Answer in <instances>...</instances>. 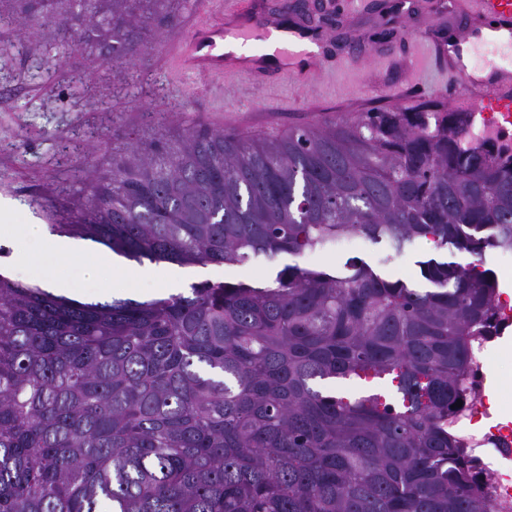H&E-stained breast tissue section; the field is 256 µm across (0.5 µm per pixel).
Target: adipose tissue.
Segmentation results:
<instances>
[{
    "instance_id": "ef3b65f1",
    "label": "adipose tissue",
    "mask_w": 512,
    "mask_h": 512,
    "mask_svg": "<svg viewBox=\"0 0 512 512\" xmlns=\"http://www.w3.org/2000/svg\"><path fill=\"white\" fill-rule=\"evenodd\" d=\"M14 213L11 205L0 206V219L8 222L6 240L12 249L16 272L23 274L33 267H42V282L52 290L68 293L72 284L63 271L75 267L85 281L97 288L99 295H112L111 275L126 271L119 257L90 254L83 241L50 235L42 224L12 223Z\"/></svg>"
}]
</instances>
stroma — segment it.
Wrapping results in <instances>:
<instances>
[{
    "instance_id": "stroma-1",
    "label": "stroma",
    "mask_w": 512,
    "mask_h": 512,
    "mask_svg": "<svg viewBox=\"0 0 512 512\" xmlns=\"http://www.w3.org/2000/svg\"><path fill=\"white\" fill-rule=\"evenodd\" d=\"M323 12L340 27L323 32L356 31L360 47L336 49L333 62L310 78L291 74L278 82L256 83L245 74L229 73L222 87L186 74L175 76L162 52L149 50L126 68L76 54L49 65L45 84L27 80L28 69L41 55L39 39H29L26 52L0 56V202L19 205L16 223L41 221L32 200L47 195L70 198V175L81 150L94 149L108 163L112 143L107 128L119 133L156 131L155 113L171 120H193L221 126L245 138L267 137L291 126L342 117L373 106L414 108L428 100L455 101L464 89L430 68L411 71L409 58L417 41L432 40L449 25L468 29L465 13L451 9L452 0H416L410 19H402L399 0H381L379 12L361 0L358 12L345 15L342 0H319ZM71 145L62 153V145ZM426 239L384 267L391 279L414 280L422 261L439 257Z\"/></svg>"
}]
</instances>
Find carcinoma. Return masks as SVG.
<instances>
[{"instance_id": "obj_1", "label": "carcinoma", "mask_w": 512, "mask_h": 512, "mask_svg": "<svg viewBox=\"0 0 512 512\" xmlns=\"http://www.w3.org/2000/svg\"><path fill=\"white\" fill-rule=\"evenodd\" d=\"M180 0H0L43 54L130 65ZM463 110L376 107L245 140L206 124L125 135L75 168L54 233L139 263L241 265L357 236L422 281L286 264L252 282L81 303L0 273V512H494L448 428L512 252V151L466 146ZM440 257L446 258V254L435 249L430 240L420 239L403 255L391 257L389 263L384 266V273L392 280H416L420 271L418 261Z\"/></svg>"}]
</instances>
